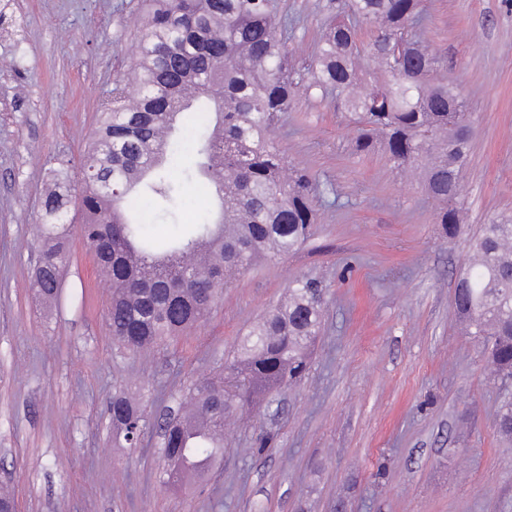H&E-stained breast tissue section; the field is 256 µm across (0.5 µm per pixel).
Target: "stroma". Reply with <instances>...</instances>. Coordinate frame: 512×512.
Masks as SVG:
<instances>
[{
  "instance_id": "1",
  "label": "stroma",
  "mask_w": 512,
  "mask_h": 512,
  "mask_svg": "<svg viewBox=\"0 0 512 512\" xmlns=\"http://www.w3.org/2000/svg\"><path fill=\"white\" fill-rule=\"evenodd\" d=\"M338 4L279 0L297 66ZM424 8L423 42L471 114L456 234L420 180L355 151L335 96L298 94L273 140L326 189L311 237L236 278L197 326L132 353L106 323L111 289L77 208L55 300L37 298L33 269L40 202L55 171L79 172L98 103L134 59L139 0H0V487L15 512H512V443L496 433L512 379L492 374L453 310L473 237L512 216V0ZM181 196L179 210L151 207L149 236L186 234L215 209L199 185ZM297 278L324 289L307 373L229 419L205 482L163 486L158 422ZM119 392L145 416L134 448L112 430Z\"/></svg>"
}]
</instances>
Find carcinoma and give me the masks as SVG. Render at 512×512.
<instances>
[{
    "mask_svg": "<svg viewBox=\"0 0 512 512\" xmlns=\"http://www.w3.org/2000/svg\"><path fill=\"white\" fill-rule=\"evenodd\" d=\"M144 25L130 74L99 103L98 126L82 170V233L112 283L107 321L112 336L138 351L201 322L233 277L261 260L295 251L317 221L319 183L291 167L272 142L280 114L299 89L344 96L360 125L355 149H381L396 167L419 170L439 204V223L453 235L460 223L459 179L469 156L465 102L436 78L440 62L416 29L422 0H344L329 23L313 65L301 77L288 56V16L277 0H143ZM377 26L379 68L391 79L356 90L357 35ZM403 42L400 69L394 48ZM199 158L195 175L218 199L215 217L195 225L162 253L144 225L129 219L142 200L176 202L180 181L168 157ZM68 176L43 201L35 283L55 298L69 261ZM512 218L485 224L460 273L455 315L481 343L495 372L512 378ZM323 316V287L301 278L288 298L241 342L224 373L189 395L190 413L162 426V483L205 479L224 458V420L301 378ZM112 425L137 446L146 423L125 396H114ZM497 433L512 440V401L497 414Z\"/></svg>",
    "mask_w": 512,
    "mask_h": 512,
    "instance_id": "carcinoma-1",
    "label": "carcinoma"
}]
</instances>
